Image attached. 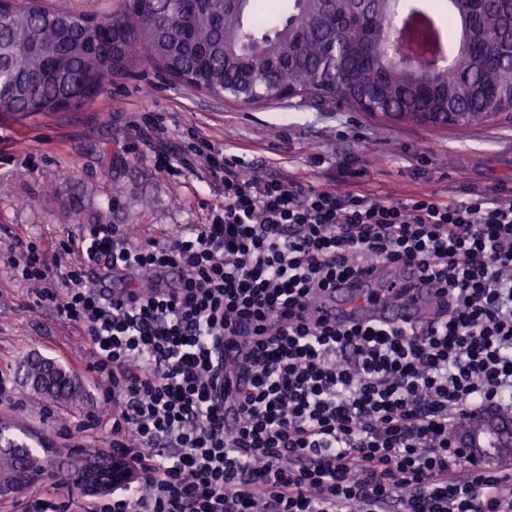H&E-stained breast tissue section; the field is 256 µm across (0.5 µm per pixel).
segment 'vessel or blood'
Returning a JSON list of instances; mask_svg holds the SVG:
<instances>
[{
	"label": "vessel or blood",
	"mask_w": 512,
	"mask_h": 512,
	"mask_svg": "<svg viewBox=\"0 0 512 512\" xmlns=\"http://www.w3.org/2000/svg\"><path fill=\"white\" fill-rule=\"evenodd\" d=\"M446 301L421 273L406 270L397 276L383 270L358 274L339 281L333 292L314 296L307 313L342 325L386 324L424 327Z\"/></svg>",
	"instance_id": "vessel-or-blood-1"
}]
</instances>
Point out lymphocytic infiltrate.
I'll list each match as a JSON object with an SVG mask.
<instances>
[{
  "label": "lymphocytic infiltrate",
  "instance_id": "obj_1",
  "mask_svg": "<svg viewBox=\"0 0 512 512\" xmlns=\"http://www.w3.org/2000/svg\"><path fill=\"white\" fill-rule=\"evenodd\" d=\"M205 160L224 186L207 223L146 244L81 224L54 252L20 242L7 258L37 284L36 306L85 330L107 447L137 473L93 512H512V471L479 469L453 435L512 407V190L390 201ZM379 263L434 279L451 301L442 318L305 316L312 295ZM245 321L252 382L228 431L212 392L239 371L224 340Z\"/></svg>",
  "mask_w": 512,
  "mask_h": 512
}]
</instances>
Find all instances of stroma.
I'll return each instance as SVG.
<instances>
[{"instance_id": "35a3bbf8", "label": "stroma", "mask_w": 512, "mask_h": 512, "mask_svg": "<svg viewBox=\"0 0 512 512\" xmlns=\"http://www.w3.org/2000/svg\"><path fill=\"white\" fill-rule=\"evenodd\" d=\"M165 129L161 148L177 158L191 137L243 156L269 179L346 188L348 163L367 166L360 185L396 200L421 192L452 201L495 187L512 188V116L439 128L337 107L334 100L285 98L243 106L171 82L149 63L113 77L92 101L62 112L0 118V251L16 239L54 246L77 224H120L134 242L162 239L180 224L205 223L221 206V185L208 181L203 158L173 174L143 146L142 115ZM321 162H314V155ZM32 285L0 264V421L12 436L27 431L52 443L50 475L40 491L80 497L62 480L79 448H99L103 425L81 441L65 421L102 414V392L85 371L86 336L48 308L33 307ZM65 366L79 391L63 402L36 395L23 372L29 358Z\"/></svg>"}]
</instances>
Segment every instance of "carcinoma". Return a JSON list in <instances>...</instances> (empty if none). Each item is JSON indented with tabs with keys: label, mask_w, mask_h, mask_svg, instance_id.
<instances>
[{
	"label": "carcinoma",
	"mask_w": 512,
	"mask_h": 512,
	"mask_svg": "<svg viewBox=\"0 0 512 512\" xmlns=\"http://www.w3.org/2000/svg\"><path fill=\"white\" fill-rule=\"evenodd\" d=\"M347 3L330 10L323 0H293L292 12L272 25L264 0H126L123 15L87 24L61 8L16 7L0 19V114L15 117L60 112L68 101L84 102L85 89L104 69L122 71L142 57L168 75L182 74L215 95L261 102L295 95L348 97L354 87L383 102L381 112L444 125L438 112H455L457 124L482 122L512 112V0H494L470 27L457 0H370L367 24L385 30L397 10L430 12L447 32L452 68L431 80L415 79L368 41L355 51L332 54ZM51 366L34 358L24 366L34 382ZM40 395L70 400L76 389L59 368ZM20 464L45 472L48 458L26 441L5 439L0 474Z\"/></svg>",
	"instance_id": "cac0c4a2"
}]
</instances>
